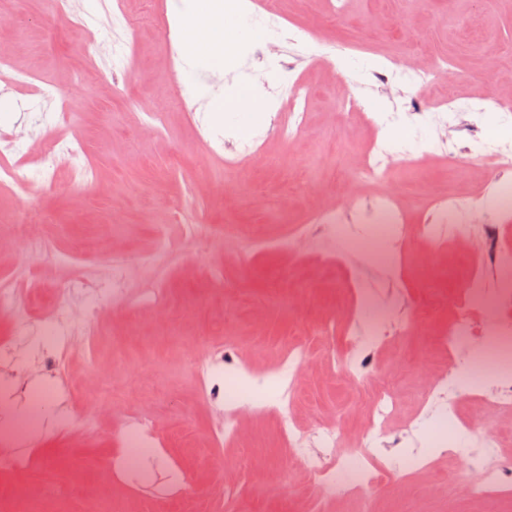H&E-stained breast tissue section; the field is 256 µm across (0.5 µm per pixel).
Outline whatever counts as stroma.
<instances>
[{
    "label": "stroma",
    "instance_id": "stroma-1",
    "mask_svg": "<svg viewBox=\"0 0 512 512\" xmlns=\"http://www.w3.org/2000/svg\"><path fill=\"white\" fill-rule=\"evenodd\" d=\"M270 21L279 51L242 55L235 69L206 74L213 91L234 83L261 84L276 99L274 112L243 133L216 121L194 101L179 68L180 47L170 38V0H71L67 13L45 0H0V45L8 46L31 86L9 87L11 112H0V139L60 136L83 146L91 166L73 177L68 160L46 175L39 159L12 150L7 160L20 180L0 189V280L42 286L40 303L81 308L98 305L97 332L87 342L94 362L70 340L68 383H51L42 368L47 344L16 332L12 313L0 311V337L13 341L0 356V381L55 394L40 410L17 399L0 406V418L19 429V452L44 477L40 495H27L29 471L0 469V486L19 497L0 500V512H391L395 500L423 501L424 512H443L453 494L458 512H477L462 479L463 460L435 453L448 424L438 409L419 413L417 391L425 379L448 370L432 349L434 338L460 315L450 305L477 252L486 225L512 242V217L496 212L487 159L512 146V113L479 111L480 98L512 102V84L496 81L512 72V0H278ZM337 44L338 64L312 60L316 40ZM95 41V55L85 51ZM415 51L427 66L445 58L458 82L460 115L446 122L430 112L418 121L404 81L380 83L387 59ZM308 85L302 106L305 129L294 140L278 135L290 78ZM56 91L47 99L38 85ZM355 97L401 122L367 125L347 115ZM151 112L165 115L162 131L145 130ZM385 149L394 176L361 180L358 201L394 194L404 200L407 233L402 244L375 249L359 216H350L337 239L300 250L284 241L326 209L348 210L341 187L358 170L371 144ZM247 162L227 166L225 145ZM459 162L448 167L449 158ZM455 183L460 219L471 238L446 232L423 245L418 226L432 199ZM225 229L222 237L188 235L183 216ZM65 254L45 263L28 245L25 224ZM107 262L120 265L122 284L98 277ZM223 270V285L212 273ZM416 320L407 335L396 324ZM382 335L363 366L336 367L332 355L345 331ZM309 355L296 382L280 373L284 355L300 337ZM222 349L219 368L200 378V353ZM86 350V351H87ZM266 402L262 413L242 411V433L219 437L225 387ZM391 389L400 407L380 445V456L421 450L432 456V477H394L350 494L325 487L295 461L280 433L278 408L292 391L288 410L308 424H330L357 437L372 412V396ZM91 410L96 425H76ZM151 415V457L138 479L101 467L126 455L117 428L139 414ZM420 415L417 443L407 425ZM33 469V470H34Z\"/></svg>",
    "mask_w": 512,
    "mask_h": 512
}]
</instances>
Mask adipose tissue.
Returning <instances> with one entry per match:
<instances>
[{
    "label": "adipose tissue",
    "mask_w": 512,
    "mask_h": 512,
    "mask_svg": "<svg viewBox=\"0 0 512 512\" xmlns=\"http://www.w3.org/2000/svg\"><path fill=\"white\" fill-rule=\"evenodd\" d=\"M170 19L179 26L188 47L183 72L195 82L196 99L207 100L213 112L255 115L271 110V100L257 86H238L221 99L211 97L209 86L196 79L201 71H223L230 57L265 35L243 0H173Z\"/></svg>",
    "instance_id": "1"
}]
</instances>
